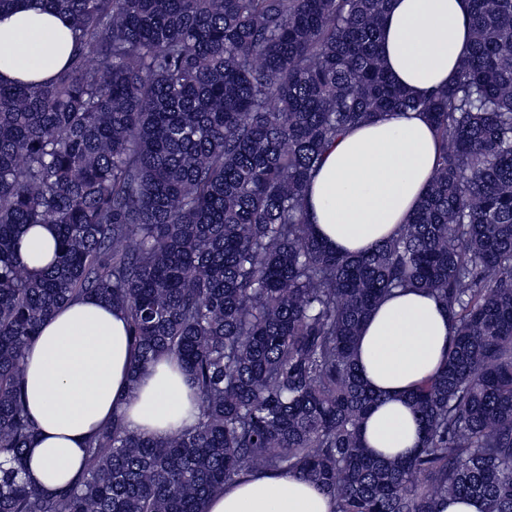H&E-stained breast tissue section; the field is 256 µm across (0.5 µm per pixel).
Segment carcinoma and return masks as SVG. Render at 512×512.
I'll list each match as a JSON object with an SVG mask.
<instances>
[{
  "label": "carcinoma",
  "mask_w": 512,
  "mask_h": 512,
  "mask_svg": "<svg viewBox=\"0 0 512 512\" xmlns=\"http://www.w3.org/2000/svg\"><path fill=\"white\" fill-rule=\"evenodd\" d=\"M74 51L52 79L0 85V512H206L224 485L287 469L336 512H512V0H472L451 83L416 97L378 48L388 0H43ZM434 124V178L408 223L342 255L310 231L329 144L383 112ZM55 228L30 272L22 229ZM395 289L430 292L454 336L409 394L412 457L370 456L378 396L354 362ZM95 294L130 320L134 371L173 355L197 424L166 439L120 417L54 490L22 477L36 432L26 347L61 304Z\"/></svg>",
  "instance_id": "obj_1"
}]
</instances>
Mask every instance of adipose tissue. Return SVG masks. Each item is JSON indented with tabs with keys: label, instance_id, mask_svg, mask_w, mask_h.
Segmentation results:
<instances>
[{
	"label": "adipose tissue",
	"instance_id": "obj_1",
	"mask_svg": "<svg viewBox=\"0 0 512 512\" xmlns=\"http://www.w3.org/2000/svg\"><path fill=\"white\" fill-rule=\"evenodd\" d=\"M469 0H391L381 55L415 96L447 85L472 46ZM72 36L64 15L40 0L0 13V82H42L66 63ZM438 138L425 113L385 112L347 130L313 175L308 213L314 236L336 251L371 252L407 222L431 182ZM52 226L26 228L20 259L41 270L55 258ZM453 337L447 311L427 291L398 290L366 319L355 347L365 383L379 397L362 423L374 454L414 455L422 424L408 395L434 375ZM137 348L126 314L97 297L64 303L26 350L22 393L36 425L25 479L55 489L82 473L88 439L113 416L136 434L164 439L196 422L194 388L178 362L155 360L132 376ZM333 497L294 472L255 473L211 497L207 512H332Z\"/></svg>",
	"mask_w": 512,
	"mask_h": 512
}]
</instances>
